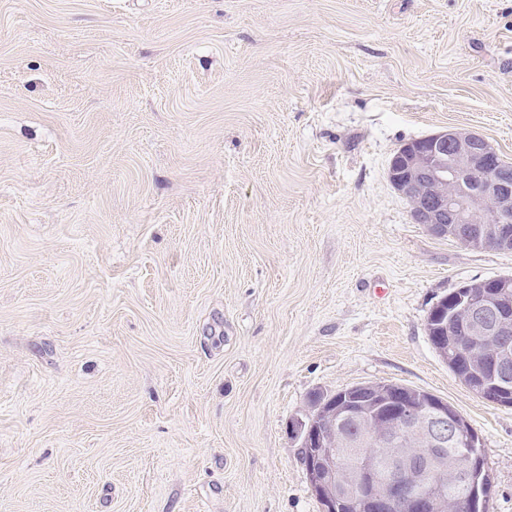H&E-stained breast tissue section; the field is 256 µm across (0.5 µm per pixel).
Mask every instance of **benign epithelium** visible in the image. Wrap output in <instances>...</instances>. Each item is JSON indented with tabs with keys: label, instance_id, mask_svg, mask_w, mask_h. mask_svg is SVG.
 Segmentation results:
<instances>
[{
	"label": "benign epithelium",
	"instance_id": "benign-epithelium-1",
	"mask_svg": "<svg viewBox=\"0 0 512 512\" xmlns=\"http://www.w3.org/2000/svg\"><path fill=\"white\" fill-rule=\"evenodd\" d=\"M411 218L437 236L481 250L512 249V171L481 135L449 129L405 143L388 168ZM431 339L446 362L464 368L467 388L489 385L512 398V276L461 283L429 313ZM489 342L491 365L459 356L455 337ZM370 403L320 399L296 425L302 457L324 512L349 501L358 512H448L441 488L471 480V458L448 464L450 443L475 444L469 423L448 403L387 382L364 384ZM347 421L362 430L349 436Z\"/></svg>",
	"mask_w": 512,
	"mask_h": 512
}]
</instances>
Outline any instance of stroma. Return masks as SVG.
<instances>
[{"label": "stroma", "instance_id": "obj_1", "mask_svg": "<svg viewBox=\"0 0 512 512\" xmlns=\"http://www.w3.org/2000/svg\"><path fill=\"white\" fill-rule=\"evenodd\" d=\"M453 127L512 162V0H0V512H322L292 426L369 382L512 512V407L426 332L512 251L387 175Z\"/></svg>", "mask_w": 512, "mask_h": 512}]
</instances>
